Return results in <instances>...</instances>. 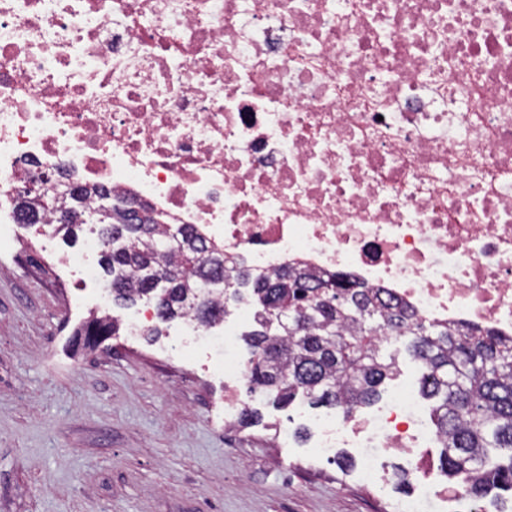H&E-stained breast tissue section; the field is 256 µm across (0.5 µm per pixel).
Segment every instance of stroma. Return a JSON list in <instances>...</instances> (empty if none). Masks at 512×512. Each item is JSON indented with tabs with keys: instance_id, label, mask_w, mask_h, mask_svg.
<instances>
[{
	"instance_id": "obj_1",
	"label": "stroma",
	"mask_w": 512,
	"mask_h": 512,
	"mask_svg": "<svg viewBox=\"0 0 512 512\" xmlns=\"http://www.w3.org/2000/svg\"><path fill=\"white\" fill-rule=\"evenodd\" d=\"M38 225L0 246V512H388L410 493L386 457L383 490L359 475L355 449L319 459L295 407L255 401L247 428L224 425L223 360L203 370L168 353L171 325L94 347L76 338L100 306L95 286L48 261ZM407 338L386 343L398 373L384 396L421 394L422 369ZM294 420L288 447L267 429Z\"/></svg>"
}]
</instances>
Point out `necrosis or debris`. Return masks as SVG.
Returning <instances> with one entry per match:
<instances>
[{"mask_svg": "<svg viewBox=\"0 0 512 512\" xmlns=\"http://www.w3.org/2000/svg\"><path fill=\"white\" fill-rule=\"evenodd\" d=\"M36 169L152 205L255 272L341 273L426 323L512 337V0H0V210ZM236 315L182 318L245 401ZM319 458L357 449L393 512H447L421 406L314 420Z\"/></svg>", "mask_w": 512, "mask_h": 512, "instance_id": "1", "label": "necrosis or debris"}]
</instances>
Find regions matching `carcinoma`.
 Listing matches in <instances>:
<instances>
[{"label": "carcinoma", "instance_id": "cac0c4a2", "mask_svg": "<svg viewBox=\"0 0 512 512\" xmlns=\"http://www.w3.org/2000/svg\"><path fill=\"white\" fill-rule=\"evenodd\" d=\"M86 209L72 213L70 233L87 222L98 226L101 263L111 276L112 298H161L167 321L193 312L204 324L227 313L212 297L216 290L251 292L254 328L249 390L276 407L298 397L343 409L371 404L379 387L397 372L393 355L382 353V331L408 336L407 349L424 368L422 393L434 401L431 419L441 435L440 468L453 483L469 485L474 498L494 490L512 491V338L489 329L413 321L405 307L343 275L321 277L298 270L274 275L239 270L224 254L208 248L195 232L179 230L175 242L157 239L159 219L128 224L117 208L104 218ZM299 302L300 313L281 323L270 309ZM94 336L117 332L112 318L85 327ZM507 453L508 463L486 467L488 449Z\"/></svg>", "mask_w": 512, "mask_h": 512}]
</instances>
